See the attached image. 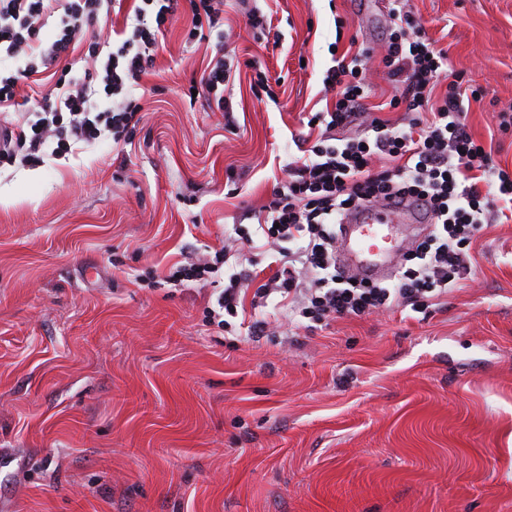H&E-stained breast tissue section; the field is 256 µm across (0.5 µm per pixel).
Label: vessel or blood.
I'll return each instance as SVG.
<instances>
[{
    "instance_id": "b4317fda",
    "label": "vessel or blood",
    "mask_w": 512,
    "mask_h": 512,
    "mask_svg": "<svg viewBox=\"0 0 512 512\" xmlns=\"http://www.w3.org/2000/svg\"><path fill=\"white\" fill-rule=\"evenodd\" d=\"M406 221L429 224L433 218L408 202L369 203L343 213L337 243L340 265L355 275L386 279L403 251L402 243L391 237L389 229Z\"/></svg>"
}]
</instances>
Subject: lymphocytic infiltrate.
<instances>
[{
    "label": "lymphocytic infiltrate",
    "mask_w": 512,
    "mask_h": 512,
    "mask_svg": "<svg viewBox=\"0 0 512 512\" xmlns=\"http://www.w3.org/2000/svg\"><path fill=\"white\" fill-rule=\"evenodd\" d=\"M123 0H0V50L9 66L0 68V107L16 103L23 80L62 64L61 101L42 96L35 121L10 123L0 141V162L34 165L43 154H62L71 143L111 134L120 142L141 106L134 95L155 62V48L179 5H186L188 36L204 39L224 26V0H132L128 19L112 45L91 38L90 68L73 74L68 58L78 33L110 17ZM64 14L52 41L40 32L56 9ZM391 32L380 60L402 87L415 117L394 127L366 105L369 85L366 47L345 53L325 78L337 90L331 108L317 112L308 127H321L319 139L290 163L286 179L274 188L255 227L235 229L233 237L210 255L187 261L167 278L173 286L207 284L220 270L228 282L207 310L209 324L226 328L242 306V291L253 287L252 309L275 305L292 323L329 317H360L394 307L427 312L471 273V239L481 225L501 223L512 212V169L494 164L484 144L467 130L463 114L470 99L457 82L447 81L445 55L423 34L408 0H392ZM235 59L218 50L204 70L197 93L209 111L229 113L224 95ZM444 95H436L440 83ZM363 122L362 135L335 143L336 129ZM396 164L375 168L377 156ZM397 200L432 212L429 233L403 255L401 274L388 286L344 275L336 264L337 219L366 202ZM264 248L276 262L258 282L245 248Z\"/></svg>",
    "instance_id": "f902f5d3"
}]
</instances>
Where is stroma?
<instances>
[{"instance_id": "35a3bbf8", "label": "stroma", "mask_w": 512, "mask_h": 512, "mask_svg": "<svg viewBox=\"0 0 512 512\" xmlns=\"http://www.w3.org/2000/svg\"><path fill=\"white\" fill-rule=\"evenodd\" d=\"M466 123L512 167V0H410ZM283 39L259 48L246 12ZM389 0H224L220 43L258 56L224 94L239 130L181 90L216 44L176 13L129 144L0 165V512H512V222L474 237L465 286L430 314L382 311L238 341L213 287L161 286L183 253L254 223L299 153L350 39L381 48Z\"/></svg>"}]
</instances>
